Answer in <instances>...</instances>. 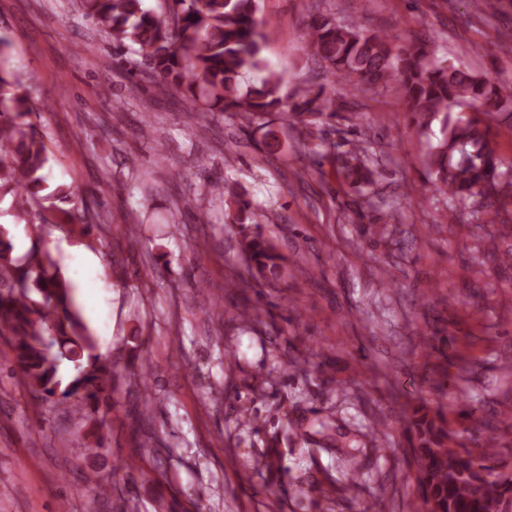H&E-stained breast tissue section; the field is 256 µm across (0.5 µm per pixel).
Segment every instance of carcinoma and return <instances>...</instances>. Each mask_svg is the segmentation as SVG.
Returning <instances> with one entry per match:
<instances>
[{
	"instance_id": "obj_1",
	"label": "carcinoma",
	"mask_w": 512,
	"mask_h": 512,
	"mask_svg": "<svg viewBox=\"0 0 512 512\" xmlns=\"http://www.w3.org/2000/svg\"><path fill=\"white\" fill-rule=\"evenodd\" d=\"M143 0H79L94 26L113 50L136 47L143 69L127 70V93L144 83L163 95L189 97L197 118L206 123L215 113L236 117L244 127H262L261 120L278 113L290 125L306 127L336 116L325 85H308L294 94L283 91L282 77L264 56L266 24L257 17V0H158L145 9ZM310 55L325 66V80L355 94L368 89H395L407 102L416 123L427 128L438 119L442 138L428 165L431 189L450 201L467 203L483 213L477 228L496 223L486 202L512 198V169L491 144L490 126L467 118L473 110L488 118L512 116V83L435 57L426 42L398 43L396 36L340 24L329 13L313 17L303 35ZM40 108L10 62V45L0 38V195L10 194L16 217L41 227L69 226L80 233L104 223L87 205L74 201L66 185L49 189L48 149L34 118ZM336 176L357 191L377 172L368 147L358 145L334 157ZM203 190L233 199L226 225L234 230L245 257L248 276L228 279L226 287L240 296L234 319L260 321V310L247 293L278 279L283 256L260 225L278 223L277 213L260 212L234 192L221 177L203 175ZM71 204L62 209L57 201ZM10 231L0 224V336L8 338L9 363L30 390L48 400L56 395L73 400L105 426L115 388L109 366L84 362L94 347L74 297V287L52 262L43 239L32 242L23 260L13 257ZM71 364L76 374L63 383L60 367ZM132 376L150 380L155 365L134 356ZM407 438L418 462L422 491L418 512H504L512 506V479L490 465L492 454L475 455L452 446L459 435L448 429L442 412L413 415Z\"/></svg>"
}]
</instances>
